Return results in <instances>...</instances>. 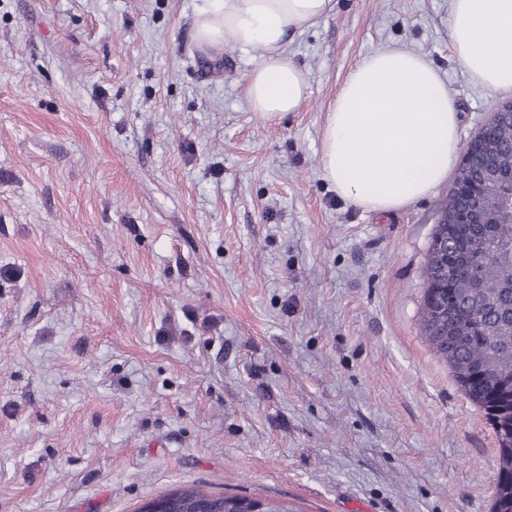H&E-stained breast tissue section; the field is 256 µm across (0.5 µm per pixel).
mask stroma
<instances>
[{"label": "stroma", "mask_w": 512, "mask_h": 512, "mask_svg": "<svg viewBox=\"0 0 512 512\" xmlns=\"http://www.w3.org/2000/svg\"><path fill=\"white\" fill-rule=\"evenodd\" d=\"M211 0H0V512H137L197 484L291 512H491L498 440L423 332L440 185L337 197L326 114L367 55L445 80L468 141L512 100L452 0H336L288 39L298 111L253 112L258 50H198Z\"/></svg>", "instance_id": "35a3bbf8"}]
</instances>
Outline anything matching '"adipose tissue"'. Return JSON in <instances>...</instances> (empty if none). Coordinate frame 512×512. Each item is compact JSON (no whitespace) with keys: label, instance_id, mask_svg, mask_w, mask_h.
<instances>
[{"label":"adipose tissue","instance_id":"1","mask_svg":"<svg viewBox=\"0 0 512 512\" xmlns=\"http://www.w3.org/2000/svg\"><path fill=\"white\" fill-rule=\"evenodd\" d=\"M333 8V0H214L197 16L195 38L215 52L229 42L258 50L245 94L252 111L273 120L307 97V76L288 53L289 33L316 25ZM450 39L475 82L512 92V0H452ZM458 127L435 68L413 50L389 47L364 57L344 79L326 115L321 171L338 196L388 213L447 180Z\"/></svg>","mask_w":512,"mask_h":512}]
</instances>
